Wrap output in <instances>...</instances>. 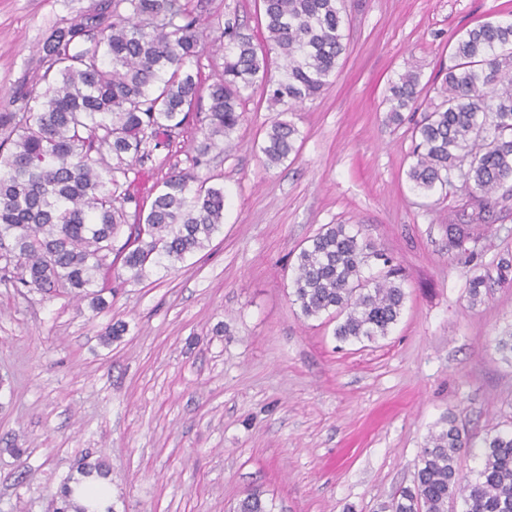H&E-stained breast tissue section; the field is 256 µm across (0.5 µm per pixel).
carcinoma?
<instances>
[{"label": "carcinoma", "instance_id": "cac0c4a2", "mask_svg": "<svg viewBox=\"0 0 512 512\" xmlns=\"http://www.w3.org/2000/svg\"><path fill=\"white\" fill-rule=\"evenodd\" d=\"M268 52L233 23L212 26L224 51L221 74L209 85L202 137L192 167L240 125L246 93L261 85L279 113L259 145L268 165L298 152L300 131L290 119L336 76L348 50L344 0H262ZM201 18L182 0H112V10L86 24L52 28L43 39L45 88L23 112H0V281L45 296L106 305L98 280L121 263L123 282L139 283L171 270L206 248L224 224V187L191 171L166 177L148 211L128 223V174L148 153L170 144L199 96L192 70L206 40ZM281 75L268 77L271 55ZM420 74L409 71L388 88L389 120L419 101ZM410 188L427 196L458 187L466 196L448 219V244L477 241L512 182V22L486 21L456 39L440 102L430 104L412 131ZM128 245L114 251L118 236ZM117 258H112V255ZM382 263L369 275L365 271ZM405 275L381 250L347 229L327 224L297 256L293 302L306 318L336 320L340 341L388 335L403 309ZM473 447L457 416L443 419L419 453L413 486L383 506L386 512H512V431L483 440L475 481L459 471ZM69 482L56 493V512H87L71 502ZM252 489L236 512H272Z\"/></svg>", "mask_w": 512, "mask_h": 512}]
</instances>
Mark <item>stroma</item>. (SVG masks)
<instances>
[{
	"instance_id": "stroma-1",
	"label": "stroma",
	"mask_w": 512,
	"mask_h": 512,
	"mask_svg": "<svg viewBox=\"0 0 512 512\" xmlns=\"http://www.w3.org/2000/svg\"><path fill=\"white\" fill-rule=\"evenodd\" d=\"M107 0H0V112L45 84L42 41L86 23ZM210 21L264 37L261 0H192ZM350 49L332 84L298 109L299 152L269 168L259 150L274 118L261 88L244 119L193 168L199 115L130 172L150 206L168 173L196 169L224 187V224L178 270L89 301L20 294L0 282V512H53L82 460L111 468L114 512H234L263 490L273 512H378L410 485L443 416L474 440L512 425V199L478 258L448 245L461 191L414 193L415 114L387 120L391 81L443 78L458 36L512 21V0H345ZM326 224H345L403 268L407 299L388 336L342 342L292 296L297 256ZM485 276L478 304L468 283ZM116 322L126 331L103 336ZM24 449L15 457L13 449Z\"/></svg>"
}]
</instances>
